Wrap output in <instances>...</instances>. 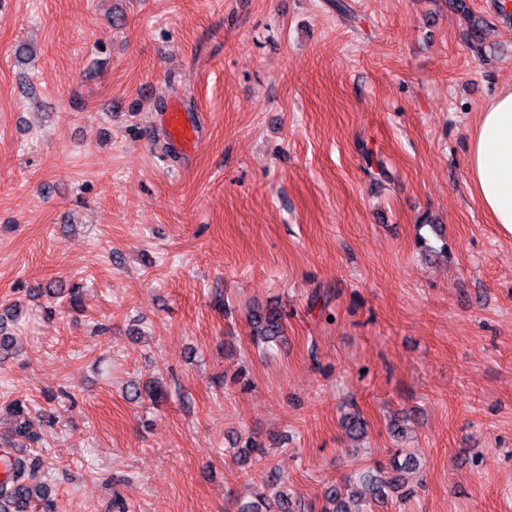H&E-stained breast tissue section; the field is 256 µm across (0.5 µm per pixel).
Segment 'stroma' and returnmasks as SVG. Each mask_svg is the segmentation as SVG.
Here are the masks:
<instances>
[{
	"label": "stroma",
	"instance_id": "stroma-1",
	"mask_svg": "<svg viewBox=\"0 0 512 512\" xmlns=\"http://www.w3.org/2000/svg\"><path fill=\"white\" fill-rule=\"evenodd\" d=\"M345 2L0 0V448L20 403L55 512H237L275 474L320 512L399 449L415 493L374 512H512V236L467 172L512 22L467 0L477 51L452 0ZM164 124L173 142L182 147H197L196 131L185 123L182 110L179 107L171 105L167 107L164 113ZM281 313L269 310L265 313L256 311L253 316V334L252 338L257 344L261 339H269L271 336H277L282 329Z\"/></svg>",
	"mask_w": 512,
	"mask_h": 512
}]
</instances>
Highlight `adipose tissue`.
Instances as JSON below:
<instances>
[{
	"label": "adipose tissue",
	"mask_w": 512,
	"mask_h": 512,
	"mask_svg": "<svg viewBox=\"0 0 512 512\" xmlns=\"http://www.w3.org/2000/svg\"><path fill=\"white\" fill-rule=\"evenodd\" d=\"M470 181L482 209L512 235V85L479 113L467 156Z\"/></svg>",
	"instance_id": "1"
}]
</instances>
